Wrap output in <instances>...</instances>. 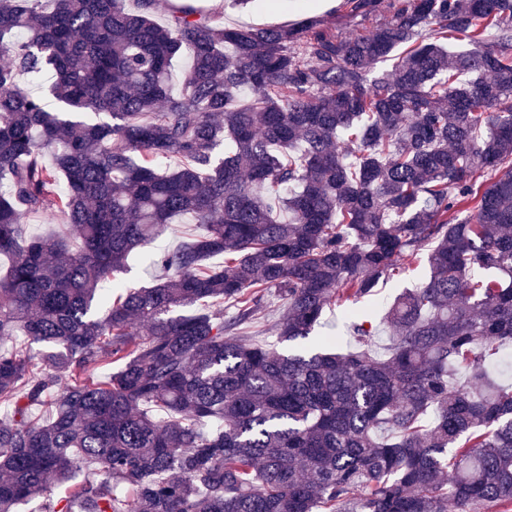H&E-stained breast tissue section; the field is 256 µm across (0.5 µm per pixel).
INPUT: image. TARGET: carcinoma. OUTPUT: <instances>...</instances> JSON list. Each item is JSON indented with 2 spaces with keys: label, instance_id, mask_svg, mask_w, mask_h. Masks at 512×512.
Instances as JSON below:
<instances>
[{
  "label": "carcinoma",
  "instance_id": "1",
  "mask_svg": "<svg viewBox=\"0 0 512 512\" xmlns=\"http://www.w3.org/2000/svg\"><path fill=\"white\" fill-rule=\"evenodd\" d=\"M156 9L0 0V512L511 504L512 0H342L348 37ZM48 70L56 111L20 82ZM424 247L374 354L354 305ZM271 292L285 350L241 336ZM336 305L356 350L313 335ZM193 222L190 216H186L182 224H170L164 235L155 240L149 248L162 251L164 249L173 248L182 242L197 238L202 233V230L199 224H194ZM159 269H149L142 265L139 253H134L128 261V271L119 277L131 287H140L151 283L156 275L161 274Z\"/></svg>",
  "mask_w": 512,
  "mask_h": 512
}]
</instances>
